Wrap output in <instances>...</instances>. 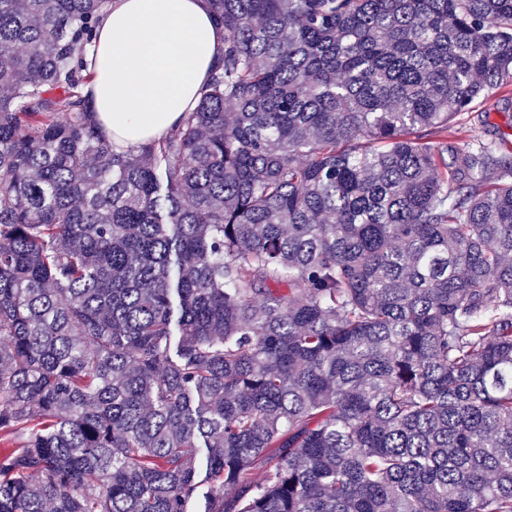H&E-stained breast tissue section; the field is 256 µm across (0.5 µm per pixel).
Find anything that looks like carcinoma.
I'll use <instances>...</instances> for the list:
<instances>
[{"label": "carcinoma", "instance_id": "obj_1", "mask_svg": "<svg viewBox=\"0 0 512 512\" xmlns=\"http://www.w3.org/2000/svg\"><path fill=\"white\" fill-rule=\"evenodd\" d=\"M108 6L0 0V512H512V0H211L133 149ZM210 0H112L88 47L90 104L116 145L175 130L224 51Z\"/></svg>", "mask_w": 512, "mask_h": 512}]
</instances>
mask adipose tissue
Returning a JSON list of instances; mask_svg holds the SVG:
<instances>
[{
    "label": "adipose tissue",
    "instance_id": "1",
    "mask_svg": "<svg viewBox=\"0 0 512 512\" xmlns=\"http://www.w3.org/2000/svg\"><path fill=\"white\" fill-rule=\"evenodd\" d=\"M224 51L209 0H112L87 50L90 104L121 147L175 130Z\"/></svg>",
    "mask_w": 512,
    "mask_h": 512
}]
</instances>
